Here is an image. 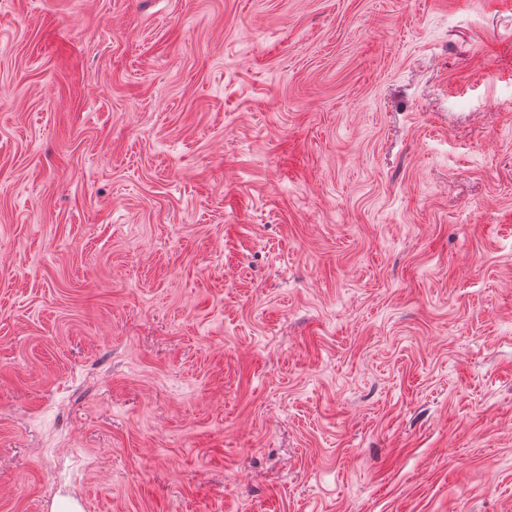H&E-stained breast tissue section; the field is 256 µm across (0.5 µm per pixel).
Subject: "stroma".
<instances>
[{"label": "stroma", "mask_w": 512, "mask_h": 512, "mask_svg": "<svg viewBox=\"0 0 512 512\" xmlns=\"http://www.w3.org/2000/svg\"><path fill=\"white\" fill-rule=\"evenodd\" d=\"M512 512V0H0V512Z\"/></svg>", "instance_id": "1"}]
</instances>
